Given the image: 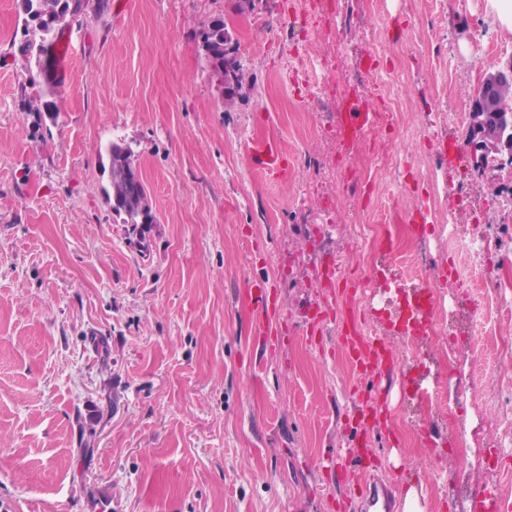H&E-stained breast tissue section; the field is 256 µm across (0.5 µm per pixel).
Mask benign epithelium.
I'll use <instances>...</instances> for the list:
<instances>
[{"label": "benign epithelium", "mask_w": 512, "mask_h": 512, "mask_svg": "<svg viewBox=\"0 0 512 512\" xmlns=\"http://www.w3.org/2000/svg\"><path fill=\"white\" fill-rule=\"evenodd\" d=\"M512 85V58L486 70L480 78L479 89L469 105V117L472 131L475 132V162L482 171L486 170L493 161L501 160L502 154L508 155L512 160V141L505 138H489L481 130L484 117L492 116L501 119L505 125L512 127V109L499 107L498 92L504 87Z\"/></svg>", "instance_id": "7a95c632"}]
</instances>
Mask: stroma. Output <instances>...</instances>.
Segmentation results:
<instances>
[{
	"label": "stroma",
	"instance_id": "stroma-1",
	"mask_svg": "<svg viewBox=\"0 0 512 512\" xmlns=\"http://www.w3.org/2000/svg\"><path fill=\"white\" fill-rule=\"evenodd\" d=\"M485 0H107L70 23L78 47L52 113L28 109L49 78L18 53V0H0V512H328L336 483L321 460L365 430L357 378L323 335H289L261 352L248 282H269L290 320L314 286L319 228L340 261L337 283L364 270L356 220L368 201L426 213L431 274L445 286L440 339L408 359L389 336L396 383L375 442L398 491L424 512H475L478 491L512 512V385L493 357L472 355L485 312L434 227L450 218L484 233L512 301V236L496 193L473 167L468 111L486 65L512 56V33ZM223 20L249 73L233 96L208 75L204 32ZM341 28L340 40L327 29ZM356 80L371 105L400 104L365 138L336 137L340 97L328 76ZM132 149L158 221L136 229L108 199L105 147ZM270 142L284 176L249 153ZM399 169L374 193H351L371 149ZM465 180V199L445 195ZM453 346L454 364L441 349ZM447 379L449 413L401 392ZM432 423L408 436L402 421ZM466 429L465 452L450 451Z\"/></svg>",
	"mask_w": 512,
	"mask_h": 512
}]
</instances>
